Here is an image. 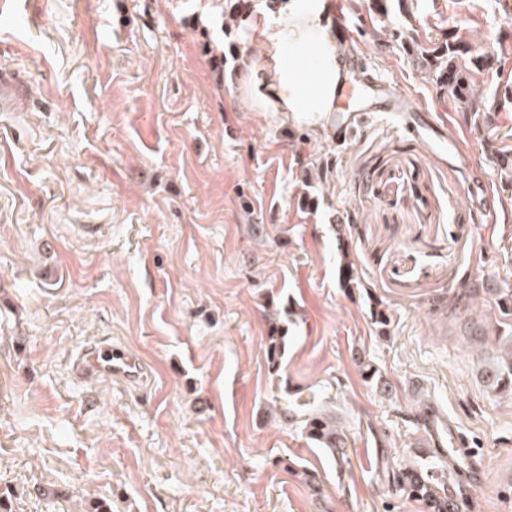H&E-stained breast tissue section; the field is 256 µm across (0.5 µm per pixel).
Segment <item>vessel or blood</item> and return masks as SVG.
Masks as SVG:
<instances>
[{"mask_svg":"<svg viewBox=\"0 0 512 512\" xmlns=\"http://www.w3.org/2000/svg\"><path fill=\"white\" fill-rule=\"evenodd\" d=\"M330 33L336 45L351 44L355 35L342 13L340 0H330ZM417 105L407 93L395 83L378 80L366 86L361 102L356 110L357 117H365L378 112L416 111ZM73 370L79 379L87 381L120 379L132 383L139 382L145 372L143 363L125 347L112 343L111 339L101 338L83 348L73 362ZM434 445L448 447L455 452L465 465L470 480L479 485L483 482L485 466L476 461L474 454L462 448V438L456 430L432 431Z\"/></svg>","mask_w":512,"mask_h":512,"instance_id":"vessel-or-blood-1","label":"vessel or blood"}]
</instances>
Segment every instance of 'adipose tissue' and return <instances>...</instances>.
I'll list each match as a JSON object with an SVG mask.
<instances>
[{"label":"adipose tissue","mask_w":512,"mask_h":512,"mask_svg":"<svg viewBox=\"0 0 512 512\" xmlns=\"http://www.w3.org/2000/svg\"><path fill=\"white\" fill-rule=\"evenodd\" d=\"M319 16L307 15L295 20L288 28L271 29L265 34L270 51L267 81L282 111L294 119L314 120L315 116L332 111L336 94L343 80L341 63L332 53L329 33L312 37ZM320 56L325 66L318 80L303 78L299 61L307 55Z\"/></svg>","instance_id":"adipose-tissue-1"}]
</instances>
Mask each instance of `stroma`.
Masks as SVG:
<instances>
[{
    "label": "stroma",
    "instance_id": "stroma-1",
    "mask_svg": "<svg viewBox=\"0 0 512 512\" xmlns=\"http://www.w3.org/2000/svg\"><path fill=\"white\" fill-rule=\"evenodd\" d=\"M0 74V491L12 512H426L394 473L431 453L427 409L487 463L466 512H512V397L478 373L500 315L475 278L512 294V107L465 121L401 42L458 26L478 50L512 36L498 0H343L361 66L414 98L411 133L381 112L320 134L267 86L255 10L227 0H11ZM333 167L302 208L304 175ZM352 262L356 285L339 270ZM384 312L388 325L376 324ZM286 336L270 363L271 324ZM101 336L146 365L144 385L82 381ZM381 380L365 379L368 369ZM294 380L295 392L285 388ZM335 401L343 462L276 407Z\"/></svg>",
    "mask_w": 512,
    "mask_h": 512
}]
</instances>
